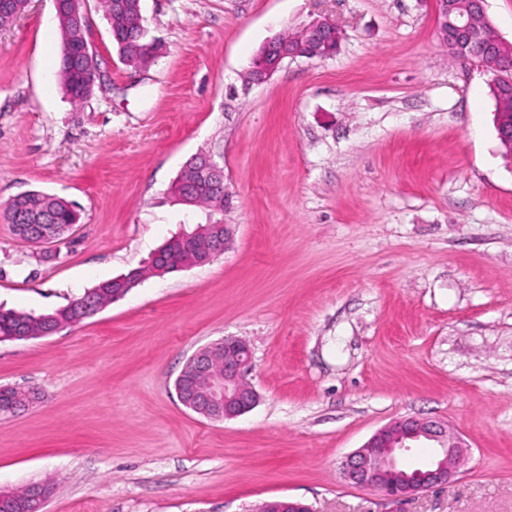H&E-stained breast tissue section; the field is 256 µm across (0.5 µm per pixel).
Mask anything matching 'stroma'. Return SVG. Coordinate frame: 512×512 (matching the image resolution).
Here are the masks:
<instances>
[{"label":"stroma","mask_w":512,"mask_h":512,"mask_svg":"<svg viewBox=\"0 0 512 512\" xmlns=\"http://www.w3.org/2000/svg\"><path fill=\"white\" fill-rule=\"evenodd\" d=\"M83 9L100 68L78 108L53 0L0 29V306H64L196 224L232 240L80 324L0 341V388L39 394L0 416V491L51 480L44 512H392L341 466L416 417L468 452L402 512H512V160L436 0H143L162 49L135 71L99 0ZM318 16L336 56L245 83L262 45ZM200 153L224 169L223 212L171 190ZM32 190L75 206L66 239H15L5 204ZM224 337L249 343L258 402L211 422L174 382Z\"/></svg>","instance_id":"35a3bbf8"}]
</instances>
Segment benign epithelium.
I'll use <instances>...</instances> for the list:
<instances>
[{"mask_svg":"<svg viewBox=\"0 0 512 512\" xmlns=\"http://www.w3.org/2000/svg\"><path fill=\"white\" fill-rule=\"evenodd\" d=\"M56 13L76 22L81 21L79 0H54ZM454 30L467 38L470 56L465 60L468 68H483L481 58L486 44L481 31L473 28L468 20L451 23ZM335 23L315 18L306 25V31L315 39V53L330 47L336 41ZM267 58L247 74V81L261 84L268 81L286 61H293L300 54L287 41L276 35L264 44ZM63 56L80 68L92 64L94 52L83 41L73 48H66ZM189 166L197 178L211 184L213 190L228 197L224 185V169L211 158L193 159ZM213 244L206 262L224 253L231 241L232 232L226 224H212ZM252 367V354L242 338H224L197 350L187 361L179 375L176 387L181 404L212 422H224L249 412L257 403L258 395L247 380ZM425 439L436 444V455L424 468L416 470L397 483L390 476L398 472V454L409 448V443ZM467 445L464 439L436 421L407 418L392 422L377 431L361 448L352 452L342 467L344 481L384 493L394 501H401L415 494L444 486L461 467ZM51 496L46 486L30 490L31 512H43ZM270 512H310L297 500H276L270 503Z\"/></svg>","mask_w":512,"mask_h":512,"instance_id":"1","label":"benign epithelium"}]
</instances>
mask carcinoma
Masks as SVG:
<instances>
[{"mask_svg": "<svg viewBox=\"0 0 512 512\" xmlns=\"http://www.w3.org/2000/svg\"><path fill=\"white\" fill-rule=\"evenodd\" d=\"M109 25V31L129 44L115 42L118 53L134 59V66L144 65L152 59L151 43L146 40L144 21L139 16L123 9L121 0H101ZM63 45H71L84 38L85 28L78 27L69 20H59ZM485 71L491 75L490 91L494 99V121L505 124L512 122V44L501 43L500 52L492 57ZM60 80L64 94L69 101L79 106L92 94L94 79L90 73L70 65L61 64ZM13 213H20L24 219L14 223L12 213L7 214L11 230L20 242L38 244L46 240H63L71 230L74 221L70 203L62 197L40 191H28L22 198H14ZM207 240L202 238L181 245H164L161 249V265L175 267L199 261L204 257ZM153 269L146 266L124 275V280L109 279L85 291L69 303L51 312L33 314L18 310L0 309V336H12L18 340H29L45 336L54 327H65L87 319L84 306L105 308L117 299L119 290L129 288V284L140 279ZM29 489L13 491L0 496V512H22L20 504L25 502Z\"/></svg>", "mask_w": 512, "mask_h": 512, "instance_id": "carcinoma-1", "label": "carcinoma"}]
</instances>
